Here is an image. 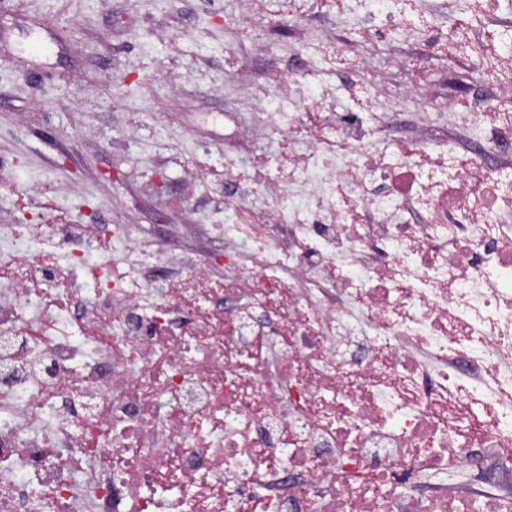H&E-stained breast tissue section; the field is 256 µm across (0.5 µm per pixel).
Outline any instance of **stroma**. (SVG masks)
<instances>
[{
	"mask_svg": "<svg viewBox=\"0 0 512 512\" xmlns=\"http://www.w3.org/2000/svg\"><path fill=\"white\" fill-rule=\"evenodd\" d=\"M289 0H0V225L67 221L101 240L125 232L149 257L209 260L224 278L226 163L253 149L246 87L288 73L326 21L285 24ZM44 56L23 53L31 39ZM388 104L416 123L411 85L467 89L495 111L491 82L466 55L425 72L392 69Z\"/></svg>",
	"mask_w": 512,
	"mask_h": 512,
	"instance_id": "obj_1",
	"label": "stroma"
}]
</instances>
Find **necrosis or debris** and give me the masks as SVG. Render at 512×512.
<instances>
[{
	"instance_id": "obj_1",
	"label": "necrosis or debris",
	"mask_w": 512,
	"mask_h": 512,
	"mask_svg": "<svg viewBox=\"0 0 512 512\" xmlns=\"http://www.w3.org/2000/svg\"><path fill=\"white\" fill-rule=\"evenodd\" d=\"M490 4L438 27L420 0H342L336 30L390 17L371 42L474 57L506 107L467 100L460 147L424 103L397 143L387 66L307 45L322 67L279 79L252 130L299 148L286 221L252 222L269 200L239 160L223 287L191 261L180 284L149 276L123 236L113 277L75 224L48 243L68 265L25 264L31 240L0 228V512H512V57L482 49ZM60 282L73 307L51 303Z\"/></svg>"
}]
</instances>
